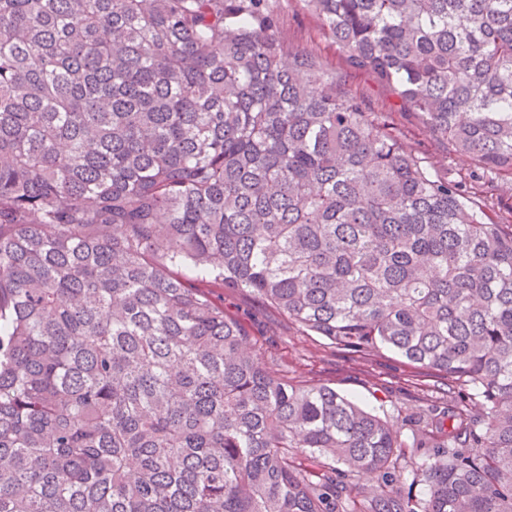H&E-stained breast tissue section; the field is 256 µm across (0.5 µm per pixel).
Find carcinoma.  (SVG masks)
Masks as SVG:
<instances>
[{
	"label": "carcinoma",
	"instance_id": "carcinoma-1",
	"mask_svg": "<svg viewBox=\"0 0 512 512\" xmlns=\"http://www.w3.org/2000/svg\"><path fill=\"white\" fill-rule=\"evenodd\" d=\"M278 2L0 0V512H512V222L478 198L512 181V0H299L457 179ZM211 285L442 374L425 495L397 424L271 374ZM282 30L294 47L314 49L320 53L337 72L346 75L348 87L353 92L364 93L371 112H380L393 131L402 133L407 145L415 152L428 157L439 168L452 169L466 175L472 169V161L457 153H448L439 147L430 133L407 111L401 110L395 97L377 85L369 76L350 72L346 68L344 53L322 30L320 22L302 9L297 0H284L280 4Z\"/></svg>",
	"mask_w": 512,
	"mask_h": 512
}]
</instances>
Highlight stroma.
Listing matches in <instances>:
<instances>
[{
	"label": "stroma",
	"mask_w": 512,
	"mask_h": 512,
	"mask_svg": "<svg viewBox=\"0 0 512 512\" xmlns=\"http://www.w3.org/2000/svg\"><path fill=\"white\" fill-rule=\"evenodd\" d=\"M282 30L292 46L313 49L338 72L344 73L352 91L366 95L371 111L380 113L395 132L405 137L415 152L435 165L466 174L471 160L439 147L430 133L397 100L369 76L346 69L341 49L322 30L316 17L305 12L299 0H282ZM215 300L237 315L250 331L249 341L260 348L270 372L290 382L324 384L357 401L375 414L389 418L411 435L422 407L444 406L446 382L433 373L406 364L397 355L383 352L359 357L332 347L320 337L303 332L277 310L246 293L217 288Z\"/></svg>",
	"instance_id": "obj_1"
}]
</instances>
